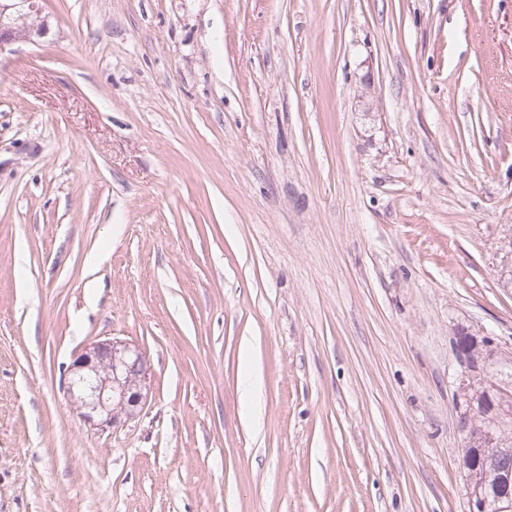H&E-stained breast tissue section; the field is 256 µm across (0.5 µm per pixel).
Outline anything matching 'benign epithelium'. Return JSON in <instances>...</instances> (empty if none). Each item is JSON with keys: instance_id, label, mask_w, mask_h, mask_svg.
<instances>
[{"instance_id": "7a95c632", "label": "benign epithelium", "mask_w": 512, "mask_h": 512, "mask_svg": "<svg viewBox=\"0 0 512 512\" xmlns=\"http://www.w3.org/2000/svg\"><path fill=\"white\" fill-rule=\"evenodd\" d=\"M42 0H0V51L17 42L34 43L48 30L42 17ZM486 364L492 367L482 373L463 357L458 358L459 397L469 405L468 412L487 406L495 414L512 416V388L504 386L503 370L512 363L498 356L487 344ZM151 363L139 346L105 339L85 346L67 368L63 388L72 399L84 422L96 428H114L121 420H132L146 406L150 393ZM482 447L491 454H479L465 448L473 471H484L495 477L494 493L497 512H512V448L496 430L482 433ZM485 488L467 484L469 512H485L482 496Z\"/></svg>"}]
</instances>
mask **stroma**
Segmentation results:
<instances>
[{"instance_id": "1", "label": "stroma", "mask_w": 512, "mask_h": 512, "mask_svg": "<svg viewBox=\"0 0 512 512\" xmlns=\"http://www.w3.org/2000/svg\"><path fill=\"white\" fill-rule=\"evenodd\" d=\"M42 6L0 52V512H467L454 341L512 354V0ZM106 338L151 395L101 431L61 382Z\"/></svg>"}]
</instances>
